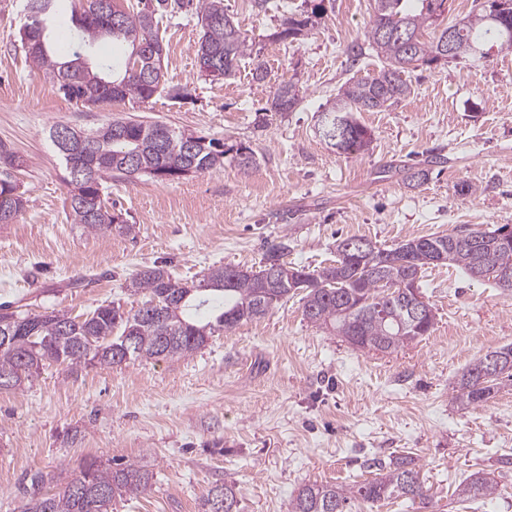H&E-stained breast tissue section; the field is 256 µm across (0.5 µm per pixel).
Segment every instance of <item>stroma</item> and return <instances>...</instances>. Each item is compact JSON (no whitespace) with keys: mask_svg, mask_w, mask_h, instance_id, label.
I'll use <instances>...</instances> for the list:
<instances>
[{"mask_svg":"<svg viewBox=\"0 0 512 512\" xmlns=\"http://www.w3.org/2000/svg\"><path fill=\"white\" fill-rule=\"evenodd\" d=\"M324 7L319 24L284 40V19L310 10L309 0H270L264 12L253 0H224L260 55L215 81L196 64V13L159 10L164 67L182 98L90 106L65 98L28 61L26 0H0V142L25 159L13 178L27 199L17 223L0 226V303L83 317L114 301L127 311L141 300L131 278L154 264L187 282L214 266L255 272L284 240L287 262L313 271L350 236L390 248L512 226V49L474 66L442 61L406 73L410 95L356 113L373 139L345 154L319 136L317 115L344 82L373 75L383 60L368 47L372 0ZM355 46L362 56L352 57ZM258 61L261 82L252 77ZM283 80L296 83L298 106L266 111ZM131 115L248 146L256 162L243 171L228 155L175 181L109 180L105 202L136 232L121 224L85 233L68 219L65 165L50 129L91 130ZM422 167L424 183H403L405 170ZM464 184L469 194H460ZM421 284L432 332L391 355L308 323L293 295L187 358L78 371L52 364L0 390V512H19L33 473L53 492L91 458L154 473L151 490L117 502L116 512H202L208 490L230 480L240 512H288L303 484L360 482L370 464L405 450L421 468L429 508L393 499L359 501L353 512H512V386L464 409L454 401L465 368L512 344V292L445 266L425 270ZM477 471L494 477L496 492L456 504L454 489Z\"/></svg>","mask_w":512,"mask_h":512,"instance_id":"1","label":"stroma"}]
</instances>
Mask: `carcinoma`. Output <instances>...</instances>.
<instances>
[{"label": "carcinoma", "instance_id": "carcinoma-1", "mask_svg": "<svg viewBox=\"0 0 512 512\" xmlns=\"http://www.w3.org/2000/svg\"><path fill=\"white\" fill-rule=\"evenodd\" d=\"M98 0H86L77 19L82 35L70 52L53 48L42 21L57 0H27L31 14L22 40L32 63L58 85L69 99L89 105L147 100L168 90L173 97L179 89L168 86L164 71L166 48L159 36L155 10L146 5L130 11L112 0L104 13L95 8ZM374 17L367 31L368 43L384 58L373 76L350 80L339 89L336 101L322 112L326 123L344 117L349 126L345 139L330 146L356 154L370 143V131L352 119L354 112L388 108L411 93L403 75L421 65L444 59L448 30H454L460 59L470 60L494 48L512 46V0H484L464 17L443 27L431 40L426 28L436 24L446 10L447 0H373ZM203 34L195 52L197 65L208 60L219 65L223 77L231 76L238 63L253 53V44L224 13V0H197L195 6ZM322 3L312 5L307 16H290L279 33L295 39L323 14ZM101 39L145 49L136 58L126 57L123 73L114 74L111 65L91 66L85 52ZM299 103L292 81L278 84L268 101L267 112H291ZM92 146L71 153V148L54 142L65 162L69 188L71 223L87 233L102 232L116 223V215L99 198L102 182L117 174L128 180L156 178L162 171L179 180L202 174L223 164L224 145L164 124L128 118L112 119L93 131ZM19 156L0 144V224L16 223L26 200L12 180L10 170L21 166ZM458 233L407 239L391 249L379 247L353 261L338 254L333 263L318 272L304 267L295 271L304 277L297 285L282 273L270 270L285 265L288 243L271 246L263 269L240 271L212 267L196 283H187L158 266L140 269L130 286L144 300L135 310L125 312L108 304L97 307L84 319L64 311L28 315L0 304V390L21 385L39 375L45 365L56 363L71 370L92 366L119 367L138 358L167 359L189 356L202 349L218 331H229L243 321L264 317L289 294L304 291V318L330 329L360 350L392 354L405 345L429 335L434 318L414 323L402 304V285L411 275L422 276L433 265L432 254L441 249L446 262L468 277L488 278L481 254L455 243ZM493 266L512 271V242L493 245ZM512 383V345L499 347L471 364L458 382L460 403L474 405L494 397L501 387ZM373 477L350 488L308 483L289 503V512H351L360 499L380 502L403 498L424 504L427 495L415 459L399 454L387 463L374 462ZM153 472L136 464L112 468L87 461L80 474L64 489L43 494V475L31 477L33 492L21 512H112L118 499L144 493ZM494 481L477 472L455 489L460 504L489 496ZM221 499L224 512H240L236 488L224 484L210 489L206 512Z\"/></svg>", "mask_w": 512, "mask_h": 512}]
</instances>
